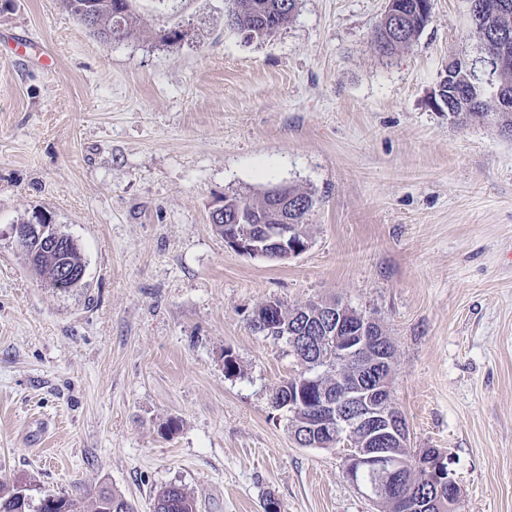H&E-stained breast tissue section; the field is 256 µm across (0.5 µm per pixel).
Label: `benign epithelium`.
I'll list each match as a JSON object with an SVG mask.
<instances>
[{"label":"benign epithelium","mask_w":512,"mask_h":512,"mask_svg":"<svg viewBox=\"0 0 512 512\" xmlns=\"http://www.w3.org/2000/svg\"><path fill=\"white\" fill-rule=\"evenodd\" d=\"M491 70L512 68V53L490 52ZM269 210L274 224H227L224 241L238 253L267 260L295 257L305 252L309 239L300 224L288 220V201L273 198ZM12 234L29 257H55V277L78 285L85 271L68 263L75 240L58 231L51 219L38 217L15 224ZM278 306L266 302L255 309L251 323L259 332H277L289 348L312 337L330 372L322 375L303 368L296 374L288 402L291 438L303 448L340 447L350 482L383 512H454L460 489L437 448L410 454L408 433L392 400L394 349L380 325L370 316L342 302L317 304L320 321L305 320L298 310L293 321L271 322ZM317 386L314 405L303 402L302 388Z\"/></svg>","instance_id":"7a95c632"}]
</instances>
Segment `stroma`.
<instances>
[{
  "label": "stroma",
  "instance_id": "1",
  "mask_svg": "<svg viewBox=\"0 0 512 512\" xmlns=\"http://www.w3.org/2000/svg\"><path fill=\"white\" fill-rule=\"evenodd\" d=\"M132 4L104 43L62 0H0V481L136 512L169 484L197 512H377L339 450L293 442L271 398L301 365L249 325L336 300L389 336L409 445L445 452L457 512H512V138L430 104L477 43L463 0L390 57L387 0H299L262 39L229 0ZM279 184L315 199L308 249L239 254L211 211ZM37 211L84 288L29 266L11 228ZM91 512H134L132 504L121 494L101 488L91 500Z\"/></svg>",
  "mask_w": 512,
  "mask_h": 512
}]
</instances>
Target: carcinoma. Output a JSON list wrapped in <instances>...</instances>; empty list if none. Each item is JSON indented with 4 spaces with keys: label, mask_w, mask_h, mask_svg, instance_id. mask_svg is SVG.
Here are the masks:
<instances>
[{
    "label": "carcinoma",
    "mask_w": 512,
    "mask_h": 512,
    "mask_svg": "<svg viewBox=\"0 0 512 512\" xmlns=\"http://www.w3.org/2000/svg\"><path fill=\"white\" fill-rule=\"evenodd\" d=\"M67 10L91 28L105 42L120 39L138 22L131 8V0H63ZM228 21L233 29L247 33L249 38L269 36L282 27L296 12L299 0H231ZM415 0H401L397 9L403 13L402 28L387 44L375 40L378 50L390 56L411 45L422 31L414 10ZM476 35L490 39L491 48L512 50V0H485L484 12L477 21ZM483 61L457 69L440 88V101L448 111L462 121L485 119L498 113L497 100L512 103V70L495 74L494 95L481 93ZM288 199V213L304 223L313 208V196L292 186L280 187ZM267 194L257 200H246L238 195L224 196V223H238L240 211H245L255 224L264 221ZM0 512H38L19 488H8L0 483ZM91 512H134L132 504L109 488L100 489L91 500ZM153 512H196L194 498L185 489L170 484L158 490L153 497Z\"/></svg>",
    "instance_id": "carcinoma-1"
}]
</instances>
